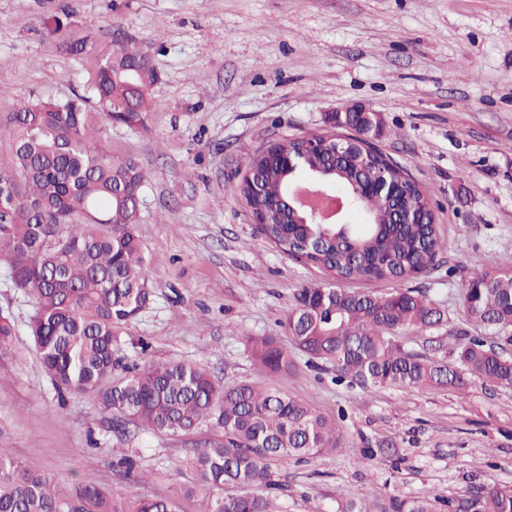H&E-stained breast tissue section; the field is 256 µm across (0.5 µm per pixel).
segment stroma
Returning <instances> with one entry per match:
<instances>
[{"mask_svg":"<svg viewBox=\"0 0 512 512\" xmlns=\"http://www.w3.org/2000/svg\"><path fill=\"white\" fill-rule=\"evenodd\" d=\"M85 36L98 54L149 51L158 73L145 128L101 134L148 174L137 232L154 296L128 330L126 362L195 363L227 387L263 380L249 338L288 344L282 322L298 289L330 279L266 243L239 192L242 164L355 105L379 113L377 144L426 192L446 242L410 285L449 326L398 343L447 360L449 329L482 335L461 293L475 273L512 270V0H0V115L84 92L92 60L65 45ZM33 309L0 262V312L15 321L0 359V453L201 512L209 491L185 460L220 429L116 435L93 396L57 394L29 333ZM335 375L298 355L272 379L339 436L336 450L272 463L286 486L273 512H383L395 499L455 512L475 487H512V388L365 391ZM119 448L134 451L136 477L115 474Z\"/></svg>","mask_w":512,"mask_h":512,"instance_id":"obj_1","label":"stroma"}]
</instances>
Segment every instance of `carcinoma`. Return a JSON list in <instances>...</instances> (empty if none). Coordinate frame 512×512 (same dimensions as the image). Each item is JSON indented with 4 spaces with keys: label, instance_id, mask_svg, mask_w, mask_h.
I'll list each match as a JSON object with an SVG mask.
<instances>
[{
    "label": "carcinoma",
    "instance_id": "obj_1",
    "mask_svg": "<svg viewBox=\"0 0 512 512\" xmlns=\"http://www.w3.org/2000/svg\"><path fill=\"white\" fill-rule=\"evenodd\" d=\"M157 73L149 54L120 46L94 58L87 90L65 101H28L0 116V142L10 146L0 169V262L14 287L34 299L30 335L47 375L60 390L91 393L119 429L128 426L182 436L213 423L224 438L189 459L205 486L218 490L203 512H269L282 490L268 461L308 457L336 445L335 429L306 403L269 383L226 388L202 366L149 361L120 366L115 352L129 325L152 301L151 260L137 234L146 172L134 158L116 160L97 145L107 126H146ZM375 113L336 112L331 129L348 130ZM301 140L277 142L246 162L239 191L260 234L289 257L335 280L403 281L434 264L443 242L432 205L407 170L381 153L324 150L305 157ZM292 156L296 171L279 162ZM378 169L391 193L367 203L369 223L306 224L294 213L288 184L305 173L354 186ZM413 224L401 222L407 209ZM469 320L488 336L448 330L453 361L438 362L395 341L402 332L437 329L450 317L425 295L399 289L377 295L303 288L284 328L297 354L329 363L363 388H460L468 381L512 387V270L487 269L462 291ZM15 326L0 313V353ZM265 374L288 371V350L274 336L249 340ZM392 512H434L426 501L394 500ZM471 512H512V489L479 488ZM0 512H178L165 498L123 501L99 486L65 483L31 464L0 455Z\"/></svg>",
    "mask_w": 512,
    "mask_h": 512
}]
</instances>
